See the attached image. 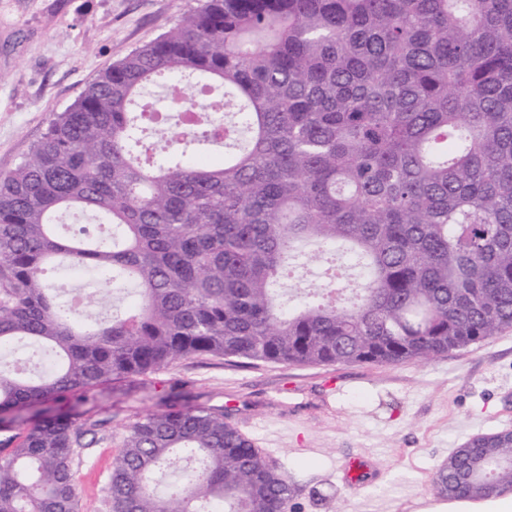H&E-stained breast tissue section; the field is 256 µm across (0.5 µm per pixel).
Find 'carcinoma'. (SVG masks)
Listing matches in <instances>:
<instances>
[{
    "mask_svg": "<svg viewBox=\"0 0 512 512\" xmlns=\"http://www.w3.org/2000/svg\"><path fill=\"white\" fill-rule=\"evenodd\" d=\"M211 96L206 127L153 119ZM228 150L218 165L208 146ZM346 249L340 279L291 308L292 269ZM127 307L85 316L56 261ZM512 329V0H206L100 73L0 175V512H79L74 463L102 423L84 404L192 357L429 361ZM20 343L56 361L32 375ZM507 432L437 470L442 498L512 487ZM110 512H283L292 487L224 411L132 423Z\"/></svg>",
    "mask_w": 512,
    "mask_h": 512,
    "instance_id": "1",
    "label": "carcinoma"
}]
</instances>
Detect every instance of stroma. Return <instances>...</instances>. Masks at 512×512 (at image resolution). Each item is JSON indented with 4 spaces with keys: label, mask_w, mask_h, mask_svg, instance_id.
<instances>
[{
    "label": "stroma",
    "mask_w": 512,
    "mask_h": 512,
    "mask_svg": "<svg viewBox=\"0 0 512 512\" xmlns=\"http://www.w3.org/2000/svg\"><path fill=\"white\" fill-rule=\"evenodd\" d=\"M203 0H0V174L14 170L102 71ZM169 404L223 410L293 493L284 512H432L433 479L476 435L512 431V330L428 362L241 364L191 358L131 388H105L77 420L108 438L75 462L81 512L104 486L130 424ZM368 461L362 487L342 465Z\"/></svg>",
    "instance_id": "obj_1"
}]
</instances>
